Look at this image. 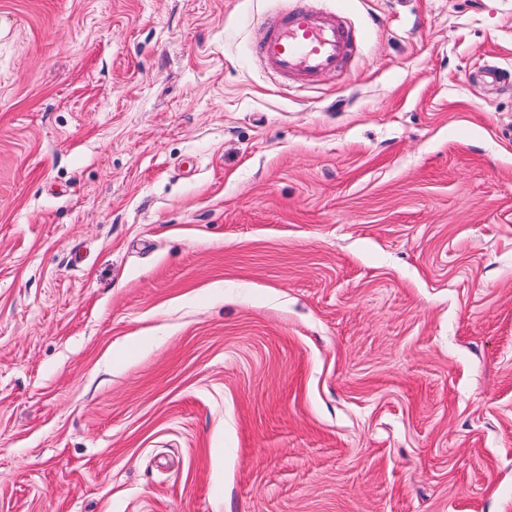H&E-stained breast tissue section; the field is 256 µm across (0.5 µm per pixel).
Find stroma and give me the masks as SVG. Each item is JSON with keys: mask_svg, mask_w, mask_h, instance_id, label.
<instances>
[{"mask_svg": "<svg viewBox=\"0 0 512 512\" xmlns=\"http://www.w3.org/2000/svg\"><path fill=\"white\" fill-rule=\"evenodd\" d=\"M294 3L0 0V512H512V0ZM303 1L296 0L292 11L270 20L255 54L280 75L314 81L336 71L352 55L353 43L335 14L308 10Z\"/></svg>", "mask_w": 512, "mask_h": 512, "instance_id": "stroma-1", "label": "stroma"}]
</instances>
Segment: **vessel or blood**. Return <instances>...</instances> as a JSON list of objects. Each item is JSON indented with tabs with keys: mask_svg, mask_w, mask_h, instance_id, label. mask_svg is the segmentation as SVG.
<instances>
[{
	"mask_svg": "<svg viewBox=\"0 0 512 512\" xmlns=\"http://www.w3.org/2000/svg\"><path fill=\"white\" fill-rule=\"evenodd\" d=\"M353 52L349 31L335 14L306 9L304 4L270 20L255 53L283 76L316 80L347 60Z\"/></svg>",
	"mask_w": 512,
	"mask_h": 512,
	"instance_id": "obj_1",
	"label": "vessel or blood"
}]
</instances>
